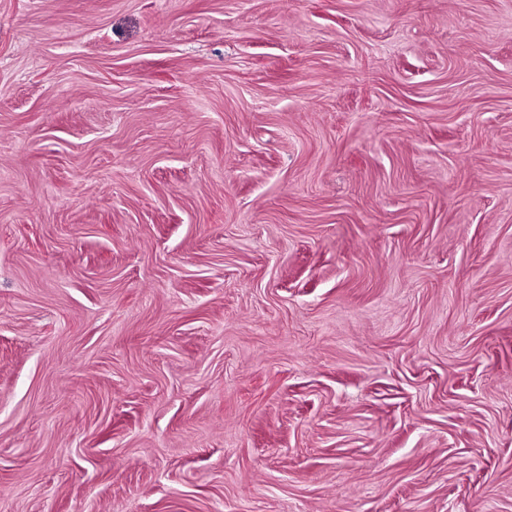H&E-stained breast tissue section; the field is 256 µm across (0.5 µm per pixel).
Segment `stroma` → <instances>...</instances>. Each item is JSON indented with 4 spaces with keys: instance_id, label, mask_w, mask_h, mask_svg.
<instances>
[{
    "instance_id": "1",
    "label": "stroma",
    "mask_w": 512,
    "mask_h": 512,
    "mask_svg": "<svg viewBox=\"0 0 512 512\" xmlns=\"http://www.w3.org/2000/svg\"><path fill=\"white\" fill-rule=\"evenodd\" d=\"M0 512H512V0H0Z\"/></svg>"
}]
</instances>
